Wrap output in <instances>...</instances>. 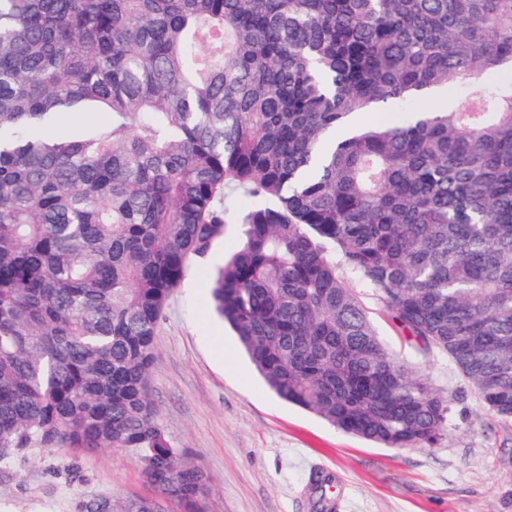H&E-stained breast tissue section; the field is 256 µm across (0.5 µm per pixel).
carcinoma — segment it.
I'll list each match as a JSON object with an SVG mask.
<instances>
[{
  "instance_id": "cac0c4a2",
  "label": "carcinoma",
  "mask_w": 512,
  "mask_h": 512,
  "mask_svg": "<svg viewBox=\"0 0 512 512\" xmlns=\"http://www.w3.org/2000/svg\"><path fill=\"white\" fill-rule=\"evenodd\" d=\"M228 224L213 305L276 397L386 448L447 430L351 273L512 421V0H0V465L123 448L154 496L75 512H202L148 380Z\"/></svg>"
}]
</instances>
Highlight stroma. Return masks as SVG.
Here are the masks:
<instances>
[{
    "label": "stroma",
    "mask_w": 512,
    "mask_h": 512,
    "mask_svg": "<svg viewBox=\"0 0 512 512\" xmlns=\"http://www.w3.org/2000/svg\"><path fill=\"white\" fill-rule=\"evenodd\" d=\"M239 244L229 225L169 300L149 393L168 443L208 476L204 512H314V473L332 475L334 512H512V425L485 407L445 355L418 352L382 302L346 285L388 350L426 376L450 407L432 448H382L278 400L211 300L213 267ZM139 457L121 448H34L0 475V512H74L91 494L151 496Z\"/></svg>",
    "instance_id": "35a3bbf8"
}]
</instances>
